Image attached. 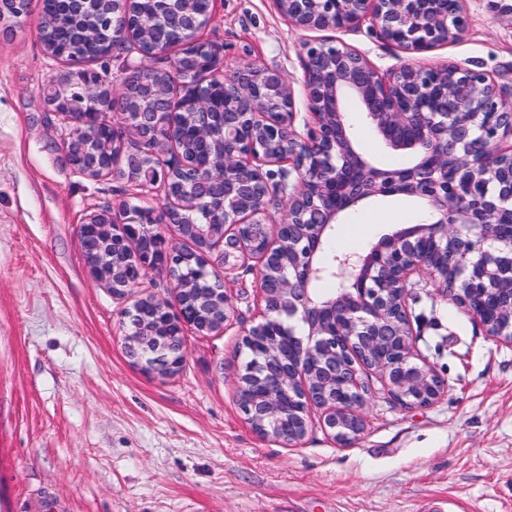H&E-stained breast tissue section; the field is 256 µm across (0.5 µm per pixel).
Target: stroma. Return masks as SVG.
<instances>
[{
  "label": "stroma",
  "mask_w": 512,
  "mask_h": 512,
  "mask_svg": "<svg viewBox=\"0 0 512 512\" xmlns=\"http://www.w3.org/2000/svg\"><path fill=\"white\" fill-rule=\"evenodd\" d=\"M198 31L221 46L224 73L280 70L294 92L293 125L310 120L304 44L338 40L379 73L415 62L486 73L512 94V0H467L460 38L409 55L368 26L304 31L275 0H213ZM41 0L0 34V512H512V346L491 340L449 298L421 284L409 309L415 352L445 379L434 404L406 408L365 370L366 429L341 448L311 409L289 447L256 433L237 397L241 334L264 304L257 269L222 279L232 311L219 335L185 332L180 371L150 375L124 348L136 297L173 301L164 270L113 295L87 267L80 224L89 209L125 202L162 208L118 175L76 173L62 142L69 125L42 91L68 69L39 40ZM420 201L393 196L358 206L372 224L337 225L326 254L358 238L368 251L416 223Z\"/></svg>",
  "instance_id": "35a3bbf8"
}]
</instances>
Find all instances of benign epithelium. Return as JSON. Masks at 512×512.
<instances>
[{
	"instance_id": "7a95c632",
	"label": "benign epithelium",
	"mask_w": 512,
	"mask_h": 512,
	"mask_svg": "<svg viewBox=\"0 0 512 512\" xmlns=\"http://www.w3.org/2000/svg\"><path fill=\"white\" fill-rule=\"evenodd\" d=\"M465 2L454 0L447 10L443 0H276L297 27L368 22L379 40L409 54L464 32ZM27 4L0 0V13L16 22ZM192 47L185 69L199 80L220 64L221 48L198 39ZM123 69L126 77L117 88L93 71L62 73L45 92L47 104L73 122L66 155L79 173L97 178L119 172L143 190L159 184L168 192L176 173L190 168L180 157H164L176 142L173 127H152L147 160L118 150L113 139L90 156L83 143L91 134L88 114L68 109L67 91L75 84L128 121L130 81L155 68L127 62ZM225 80L252 111L224 112V148L201 176L204 183L224 186V197L214 203L224 219L203 232L188 223L183 204L169 197L164 206L165 223L176 225L184 238L200 234L211 245L172 247L154 225L140 223L127 203L116 213L91 212L80 229L90 228L112 244L109 253H87L85 259L91 276L115 295L139 286L150 269L163 267L172 276L176 267L201 259L207 267L220 262L227 277L255 260L265 307L262 320L243 332L241 346L257 345L270 364L246 365L237 392L264 378L270 386L253 399L238 396L239 404L251 424L283 414L296 422L286 433H257L293 446L306 435L314 406L339 447L353 446L365 430L369 391L362 369L378 372L388 394L404 406L433 404L446 383L428 363L416 361L408 300L418 280L465 308L488 337L512 345V100L487 74L453 64H404L385 78L351 47L307 43L304 82L313 125L303 138L291 128L294 95L281 71L246 66ZM350 96L390 149L411 155V164L379 168L358 152L345 115ZM245 121L262 146L239 145ZM332 185L342 203L325 208L322 195ZM272 192L288 206L274 226L267 210ZM394 195L423 201L434 221L386 234L366 254L346 252L328 266L319 263L317 253L343 211ZM325 276L338 288L329 298L317 297L312 284ZM173 286L177 308L152 295L138 298L126 312L137 317V325L124 336L136 365L168 377L181 365L185 330L196 327L184 297L201 291L212 302L208 335L224 332L229 318L224 283L205 290L197 281L175 280Z\"/></svg>"
}]
</instances>
